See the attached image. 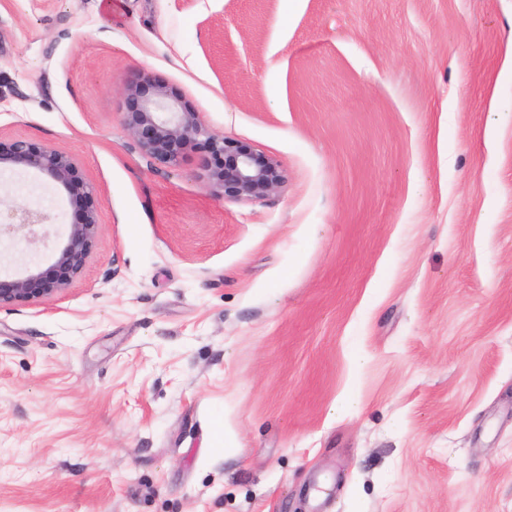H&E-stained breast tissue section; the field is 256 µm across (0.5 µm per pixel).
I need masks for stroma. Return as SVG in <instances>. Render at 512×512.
I'll use <instances>...</instances> for the list:
<instances>
[{"instance_id": "stroma-1", "label": "stroma", "mask_w": 512, "mask_h": 512, "mask_svg": "<svg viewBox=\"0 0 512 512\" xmlns=\"http://www.w3.org/2000/svg\"><path fill=\"white\" fill-rule=\"evenodd\" d=\"M134 74L284 187L142 157ZM17 139L101 226L0 308V512H512V0H0ZM16 164L48 174L66 190H71L76 181L75 163L69 155L51 147L35 149L24 140L0 143V173ZM65 226L60 234L61 245L51 265L58 275L48 278L38 263L26 262L18 277L0 283V307L16 302L39 304L52 299L68 290L82 274L99 237L98 215L92 206H88L78 221Z\"/></svg>"}]
</instances>
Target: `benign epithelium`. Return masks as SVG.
Listing matches in <instances>:
<instances>
[{"label": "benign epithelium", "mask_w": 512, "mask_h": 512, "mask_svg": "<svg viewBox=\"0 0 512 512\" xmlns=\"http://www.w3.org/2000/svg\"><path fill=\"white\" fill-rule=\"evenodd\" d=\"M123 95L125 127L141 155L177 167L185 152L202 144L207 152L202 169L209 189L236 202L260 200L284 187L285 174L278 160L248 142L212 130L199 113L188 110L150 79L128 80ZM16 164L49 175L67 190L76 181L73 159L51 147L35 149L24 140L0 144V172ZM54 220L55 215L47 208L29 199H15L6 210H0V244L17 238L34 243L40 237L38 228L51 225ZM99 232L98 215L89 206L78 221L66 225L60 234L62 242L52 264L58 275L49 278L38 263H25L18 277L0 283V306L16 302L39 304L64 293L82 274Z\"/></svg>", "instance_id": "1"}]
</instances>
